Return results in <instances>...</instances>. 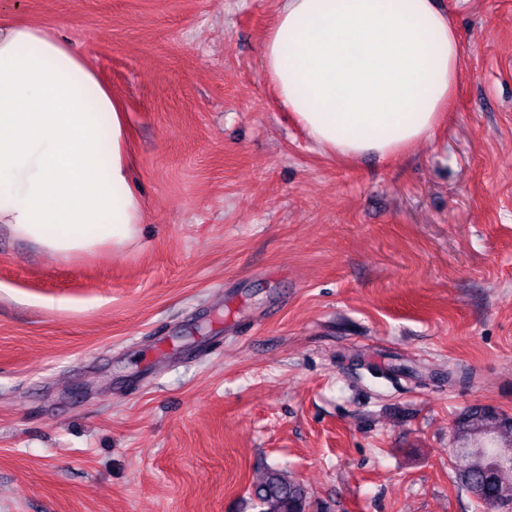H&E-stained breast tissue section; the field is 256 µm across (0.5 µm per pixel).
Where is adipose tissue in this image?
<instances>
[{"label":"adipose tissue","instance_id":"1","mask_svg":"<svg viewBox=\"0 0 512 512\" xmlns=\"http://www.w3.org/2000/svg\"><path fill=\"white\" fill-rule=\"evenodd\" d=\"M262 67L316 147L396 159L448 112L461 42L434 0H279ZM128 137L121 102L67 37L0 13V224L60 258L135 241Z\"/></svg>","mask_w":512,"mask_h":512}]
</instances>
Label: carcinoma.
<instances>
[{
    "label": "carcinoma",
    "mask_w": 512,
    "mask_h": 512,
    "mask_svg": "<svg viewBox=\"0 0 512 512\" xmlns=\"http://www.w3.org/2000/svg\"><path fill=\"white\" fill-rule=\"evenodd\" d=\"M488 410L485 405H473L458 419L459 440L469 442L471 449L455 474L456 482L467 490H482L481 505L486 512H496L498 502L512 501V473L495 481L489 479L494 456L512 452V418L498 419ZM250 495L258 512H307L309 508L306 485L276 466L263 470Z\"/></svg>",
    "instance_id": "obj_1"
}]
</instances>
